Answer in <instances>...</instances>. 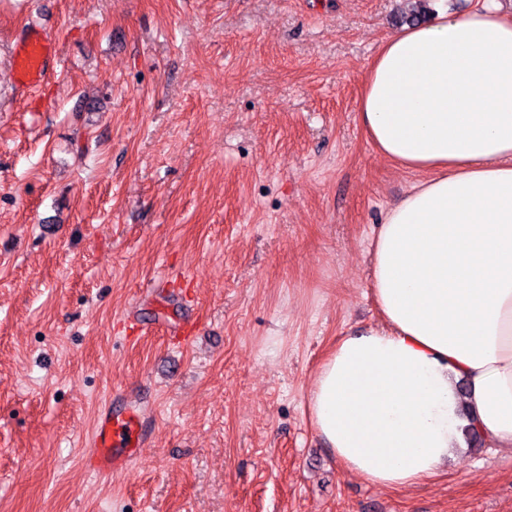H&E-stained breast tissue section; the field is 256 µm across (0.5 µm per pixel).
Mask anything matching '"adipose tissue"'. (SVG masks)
I'll list each match as a JSON object with an SVG mask.
<instances>
[{
	"label": "adipose tissue",
	"instance_id": "adipose-tissue-1",
	"mask_svg": "<svg viewBox=\"0 0 512 512\" xmlns=\"http://www.w3.org/2000/svg\"><path fill=\"white\" fill-rule=\"evenodd\" d=\"M357 113L377 152L422 178L371 242L381 321L339 339L308 410L350 471L410 486L459 446L460 408L512 448V16L485 4L402 26Z\"/></svg>",
	"mask_w": 512,
	"mask_h": 512
}]
</instances>
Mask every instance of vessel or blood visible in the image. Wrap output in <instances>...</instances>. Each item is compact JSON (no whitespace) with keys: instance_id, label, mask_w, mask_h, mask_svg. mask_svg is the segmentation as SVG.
<instances>
[{"instance_id":"obj_1","label":"vessel or blood","mask_w":512,"mask_h":512,"mask_svg":"<svg viewBox=\"0 0 512 512\" xmlns=\"http://www.w3.org/2000/svg\"><path fill=\"white\" fill-rule=\"evenodd\" d=\"M51 56V45L40 37L31 35L24 39L17 52L21 84L34 85L42 77ZM144 436V424L137 415L105 410L93 438L95 451L89 459V468L107 472L123 469L137 455Z\"/></svg>"}]
</instances>
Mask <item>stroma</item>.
I'll return each mask as SVG.
<instances>
[{
	"mask_svg": "<svg viewBox=\"0 0 512 512\" xmlns=\"http://www.w3.org/2000/svg\"><path fill=\"white\" fill-rule=\"evenodd\" d=\"M415 2L0 0V512H512L511 449L382 487L307 408L421 178L356 112ZM33 22L57 57L26 88ZM117 401L151 433L98 476Z\"/></svg>",
	"mask_w": 512,
	"mask_h": 512,
	"instance_id": "1",
	"label": "stroma"
}]
</instances>
